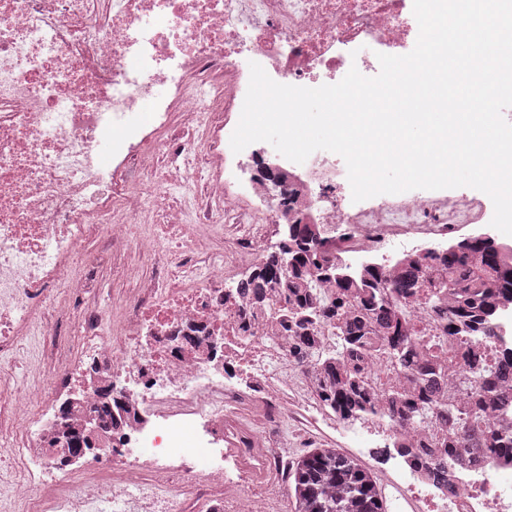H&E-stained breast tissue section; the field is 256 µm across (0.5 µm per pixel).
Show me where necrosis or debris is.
Masks as SVG:
<instances>
[{
  "mask_svg": "<svg viewBox=\"0 0 512 512\" xmlns=\"http://www.w3.org/2000/svg\"><path fill=\"white\" fill-rule=\"evenodd\" d=\"M418 33L413 0H0V353L39 321L76 320L79 336L69 354L47 345L40 387L0 392L24 512H269L290 466L272 447L301 416L377 464L394 512H512V459L449 455L432 424L343 422L318 398L335 323L301 361L283 296L256 306L225 288L301 212L354 272L491 222L482 192L353 207L335 154L230 147L250 62L281 84H334L374 70L365 45L403 55ZM228 224L243 233L223 255L211 239ZM96 235L129 287L108 311L75 268ZM382 344L370 337L363 370L378 397L412 385ZM68 423L94 452L57 446Z\"/></svg>",
  "mask_w": 512,
  "mask_h": 512,
  "instance_id": "1",
  "label": "necrosis or debris"
}]
</instances>
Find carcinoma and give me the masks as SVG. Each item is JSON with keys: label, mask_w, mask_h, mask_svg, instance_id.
I'll return each instance as SVG.
<instances>
[{"label": "carcinoma", "mask_w": 512, "mask_h": 512, "mask_svg": "<svg viewBox=\"0 0 512 512\" xmlns=\"http://www.w3.org/2000/svg\"><path fill=\"white\" fill-rule=\"evenodd\" d=\"M326 253L327 241L298 221L288 225L279 250L236 285L239 294L256 299L273 288L288 289V333L293 337V353L300 359L316 345L311 326L319 321L336 323L333 361L323 369L324 405L348 414L379 413L357 365L364 357L365 337L376 331L385 337L386 354L410 367L412 339L424 335V330L401 320L397 304L419 289L429 302L446 290L454 296V305L448 309L442 335L451 338L466 331L473 335L466 342L468 391L463 405L436 407L443 382L440 371L421 368L416 371L417 388L387 394V417L398 424L433 419L448 429V440L442 445L451 457L460 448L512 456V431L497 427L487 416L490 409L509 400L498 385L512 380V350H494L496 310L512 303V263L504 261L503 247L490 236L470 235L444 247L421 250L401 262L391 278L383 268L370 266L363 273L367 291L360 298L353 293L357 284ZM441 268L448 271V278L436 276ZM309 277L332 283L334 300L318 305ZM288 497L292 512H385L372 473L335 448H314L293 462Z\"/></svg>", "instance_id": "1"}]
</instances>
